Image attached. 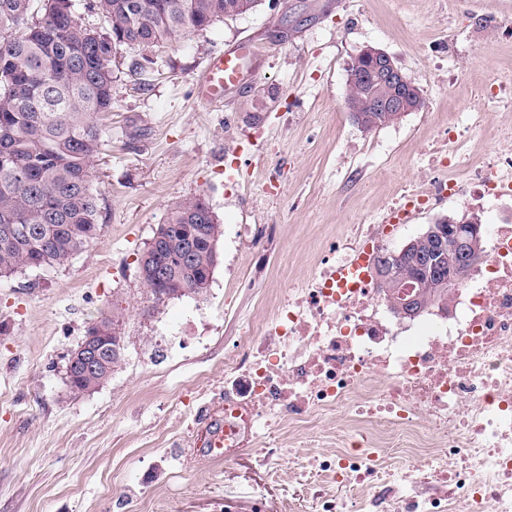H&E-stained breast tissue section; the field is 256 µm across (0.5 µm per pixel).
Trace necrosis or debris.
Listing matches in <instances>:
<instances>
[{"label":"necrosis or debris","mask_w":512,"mask_h":512,"mask_svg":"<svg viewBox=\"0 0 512 512\" xmlns=\"http://www.w3.org/2000/svg\"><path fill=\"white\" fill-rule=\"evenodd\" d=\"M512 92L482 86L429 154L426 188L402 184L386 213L427 209L461 192L499 203L483 227L485 259L436 311L431 331L391 319L366 280L336 285V269L375 258L390 231L364 224L331 240L311 279L269 318L242 325L224 355V431L206 453L220 463L264 442L289 445L270 482L310 483L314 512H512V125L483 160L461 149L486 107Z\"/></svg>","instance_id":"obj_1"}]
</instances>
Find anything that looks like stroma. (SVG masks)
Here are the masks:
<instances>
[{
    "label": "stroma",
    "mask_w": 512,
    "mask_h": 512,
    "mask_svg": "<svg viewBox=\"0 0 512 512\" xmlns=\"http://www.w3.org/2000/svg\"><path fill=\"white\" fill-rule=\"evenodd\" d=\"M250 39L260 48L244 89L208 102L210 60ZM391 54L419 88L421 111L371 131L346 105L348 69L365 47ZM119 73L94 163L98 240L59 269L0 280V512H279L305 486L267 484L260 461L288 448L243 449L187 465L184 441L224 390V352L238 327L311 276L332 237L376 223L401 182L428 183L421 155L475 86L512 85V0H263L251 13L149 50ZM281 173L277 194L264 187ZM202 197L223 227L206 294L154 304L137 257L176 202ZM485 204L422 210L387 243ZM272 225L246 247L245 227ZM118 315L125 356L95 392L73 398L67 353ZM266 484L262 503L251 488Z\"/></svg>",
    "instance_id": "stroma-1"
}]
</instances>
